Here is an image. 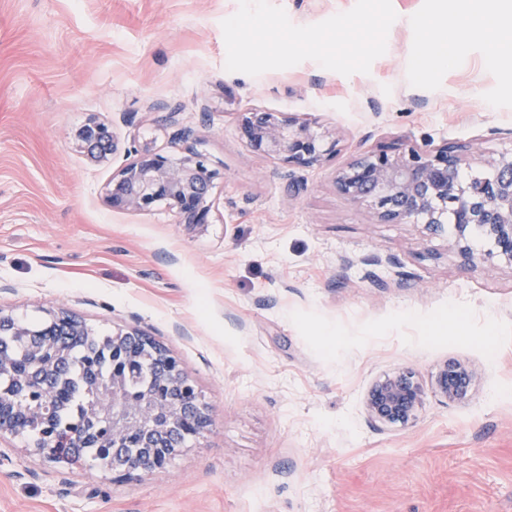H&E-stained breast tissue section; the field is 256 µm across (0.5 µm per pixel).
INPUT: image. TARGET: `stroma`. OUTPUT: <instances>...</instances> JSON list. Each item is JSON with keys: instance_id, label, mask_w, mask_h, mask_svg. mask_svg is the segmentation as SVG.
<instances>
[{"instance_id": "stroma-1", "label": "stroma", "mask_w": 512, "mask_h": 512, "mask_svg": "<svg viewBox=\"0 0 512 512\" xmlns=\"http://www.w3.org/2000/svg\"><path fill=\"white\" fill-rule=\"evenodd\" d=\"M482 0H0V307H65L95 331L174 349L208 431L132 480L0 439V512H512V270L463 267L447 232L383 224L340 194L339 168L382 146L512 152V26L416 74L437 17ZM315 122L336 151L300 170L241 138V112ZM92 117L118 149L74 145ZM216 172L204 231L104 190L131 139ZM380 263H372V256ZM477 371L468 401L432 387ZM424 389L405 425L368 418L370 386ZM476 372L466 362L453 359L446 361L434 378L435 389L450 402L467 400Z\"/></svg>"}]
</instances>
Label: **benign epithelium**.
Instances as JSON below:
<instances>
[{
  "instance_id": "7a95c632",
  "label": "benign epithelium",
  "mask_w": 512,
  "mask_h": 512,
  "mask_svg": "<svg viewBox=\"0 0 512 512\" xmlns=\"http://www.w3.org/2000/svg\"><path fill=\"white\" fill-rule=\"evenodd\" d=\"M241 137L255 150L274 155L298 169L310 168L336 152V142L326 143L311 123L281 112L252 109L241 113ZM185 143L183 156L161 154L145 141L134 147L135 158L112 178L105 192L107 204L122 211H149L165 203L190 230L210 224L216 172L206 158ZM77 146L95 162L116 150L112 124L91 119L76 136ZM336 189L365 205L384 224H423L434 233L453 225L450 248L466 266L497 260L512 269V153L482 159L470 145L424 148L410 145L383 147L367 152L336 172ZM480 231L492 248L477 252L470 244ZM10 336L25 345L29 367L16 368ZM67 336L91 339L95 331L63 308L50 310L43 325L35 328L22 317L0 308V380L10 389L0 390V438H30L29 451L52 462H69L55 450L60 435L52 408L59 378L70 356ZM140 345L153 349L160 363L156 381L169 392L163 400L151 393L137 397L127 392L121 365L132 361L131 350ZM476 372L466 362H445L434 378L435 389L450 402L467 400ZM92 398L83 419L70 433L73 441L89 442L112 450V470L126 477L153 472L125 447L152 455L168 448L176 456L185 447L186 430L198 435L211 425L210 408L180 357L152 335L137 328L112 331V374L103 382L94 375L82 380ZM423 404V389L414 373L403 370L375 382L364 402L368 416L381 423L407 424Z\"/></svg>"
}]
</instances>
